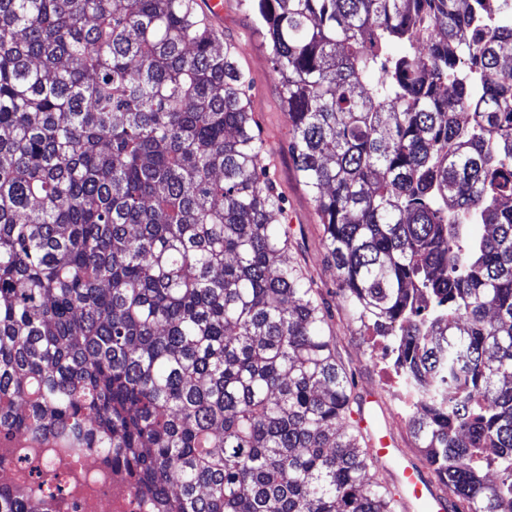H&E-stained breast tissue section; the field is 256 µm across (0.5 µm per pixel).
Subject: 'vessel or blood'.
Here are the masks:
<instances>
[{"instance_id":"1","label":"vessel or blood","mask_w":512,"mask_h":512,"mask_svg":"<svg viewBox=\"0 0 512 512\" xmlns=\"http://www.w3.org/2000/svg\"><path fill=\"white\" fill-rule=\"evenodd\" d=\"M378 403L375 394H367L357 419L361 427L375 436L376 447L372 451L375 461L395 462L392 481L406 512H451L452 498L440 493L426 471L412 459L399 456L391 434L378 429Z\"/></svg>"}]
</instances>
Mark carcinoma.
<instances>
[{"label": "carcinoma", "mask_w": 512, "mask_h": 512, "mask_svg": "<svg viewBox=\"0 0 512 512\" xmlns=\"http://www.w3.org/2000/svg\"><path fill=\"white\" fill-rule=\"evenodd\" d=\"M241 4L428 466L512 512V0ZM248 85L195 0H0V435L96 451L148 512H399Z\"/></svg>", "instance_id": "obj_1"}]
</instances>
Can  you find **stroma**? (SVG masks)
Listing matches in <instances>:
<instances>
[{
  "label": "stroma",
  "instance_id": "stroma-1",
  "mask_svg": "<svg viewBox=\"0 0 512 512\" xmlns=\"http://www.w3.org/2000/svg\"><path fill=\"white\" fill-rule=\"evenodd\" d=\"M253 28V17L240 0H224V26L216 35L220 41L233 44L238 64L251 76L247 99L255 129L266 149L270 176L284 202L281 222L288 228L287 257L313 281L328 306L331 319L326 333L337 360L352 374L356 393L377 391L381 397L379 427L392 433L400 454L423 459L424 453L417 448L410 432L409 420L400 413V387L391 361L384 355L382 337L353 323L336 294V272L324 260V226L288 155L292 130L281 85L273 71L270 51L254 36Z\"/></svg>",
  "mask_w": 512,
  "mask_h": 512
}]
</instances>
